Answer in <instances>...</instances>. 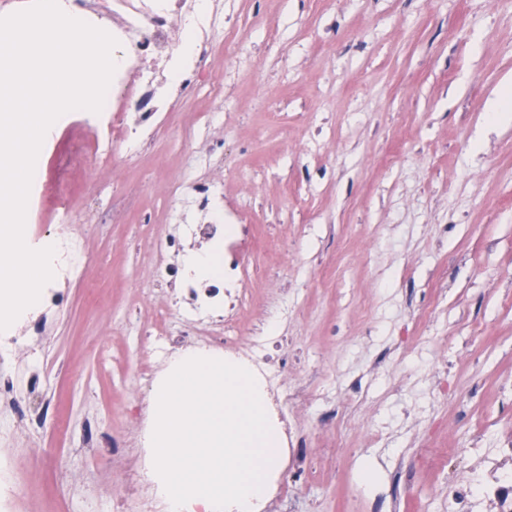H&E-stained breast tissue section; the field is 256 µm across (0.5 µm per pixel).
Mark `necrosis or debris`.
Listing matches in <instances>:
<instances>
[{
	"label": "necrosis or debris",
	"instance_id": "1",
	"mask_svg": "<svg viewBox=\"0 0 512 512\" xmlns=\"http://www.w3.org/2000/svg\"><path fill=\"white\" fill-rule=\"evenodd\" d=\"M72 6L87 23L104 25L117 39L116 71L97 115V127H90L75 117L66 120L56 145L53 173L36 176L33 182L34 204L54 201V215L64 229L57 238L54 281L44 287L33 309L22 313L9 329L0 333V366L5 368L11 365L15 350L45 334L50 314L67 303L68 295L61 289V282L86 281L85 273L93 258L85 247L84 229L76 224V211L70 203L76 185L92 169L111 167L115 149H123L130 155L140 154L154 137L156 114L167 111L175 89L204 84L219 93L224 90L223 76L213 69V60L222 54L223 48L216 45L212 36L222 19L219 13L201 12L197 0H72ZM107 14L112 20L106 24L102 18ZM186 28L194 33V51L187 55L181 83L176 86L169 74L174 60L173 43ZM171 188L191 208L202 212L204 221L185 223L182 210L174 205L167 211L171 230L155 243L154 275L161 281L179 283L180 288L174 311L165 310L157 316L152 332L157 358L146 362L141 379L152 381L159 370V358L182 345L185 337L195 335L208 338L212 349L225 351L228 360L250 370L259 389L272 393L275 400H283L288 390L283 383L282 368L262 354L258 345L241 347V329L231 314L232 309L248 305L251 296L246 289L235 292L228 286L231 278L242 274L243 267L238 258L225 256L222 250L223 184L187 188L176 180ZM200 238L215 246L216 270L203 278L188 265L175 266L168 261L169 256L185 252ZM272 434L278 441L281 460L279 469L268 475V495L288 503L292 500L289 483H306L310 475L307 441L285 425L273 429ZM151 487L149 469L143 462H136L121 494L113 499L114 512H161L156 497L150 493ZM448 495L453 512H474L481 500L493 501L497 512H512V471H492L489 479L476 489L456 484Z\"/></svg>",
	"mask_w": 512,
	"mask_h": 512
}]
</instances>
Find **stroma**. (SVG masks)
<instances>
[{"label": "stroma", "instance_id": "stroma-1", "mask_svg": "<svg viewBox=\"0 0 512 512\" xmlns=\"http://www.w3.org/2000/svg\"><path fill=\"white\" fill-rule=\"evenodd\" d=\"M223 3V97L179 95L143 153L115 159L125 223H98L111 195L78 198L100 292L71 289L15 357L21 407L46 397L58 417L32 431L0 413V456L28 489L13 512H112L139 453L125 408L151 390L125 331L172 300L168 283L142 290L172 170L223 181L224 246L254 297L242 328L283 340L286 385L310 393L280 405L316 471L295 512L394 497L449 512V487L512 448V123L488 110L512 105V0ZM202 109L219 119L187 140ZM434 434L451 451L436 469Z\"/></svg>", "mask_w": 512, "mask_h": 512}]
</instances>
